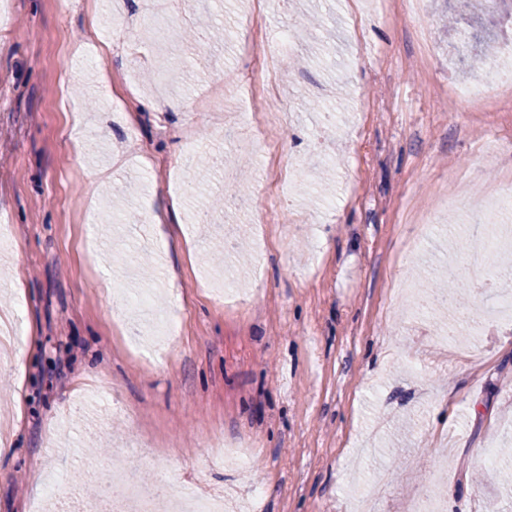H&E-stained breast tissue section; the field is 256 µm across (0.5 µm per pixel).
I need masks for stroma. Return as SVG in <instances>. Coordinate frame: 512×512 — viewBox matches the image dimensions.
<instances>
[{
    "mask_svg": "<svg viewBox=\"0 0 512 512\" xmlns=\"http://www.w3.org/2000/svg\"><path fill=\"white\" fill-rule=\"evenodd\" d=\"M105 0H0V512L136 464L241 512L242 478L204 437L251 438L255 512H338L392 470L447 512H512L479 460L512 445V323L480 321L472 362L418 319L411 285L463 284L470 223L436 185L512 191V101H449L486 45L512 69L507 12L463 0H130L173 54L92 25ZM290 32L275 93L250 80ZM236 109L209 112L216 87ZM232 165L257 211H239ZM102 168L96 193L84 171ZM161 215L169 236L153 222ZM423 467H416V459ZM42 475L33 481L32 472Z\"/></svg>",
    "mask_w": 512,
    "mask_h": 512,
    "instance_id": "obj_1",
    "label": "stroma"
}]
</instances>
